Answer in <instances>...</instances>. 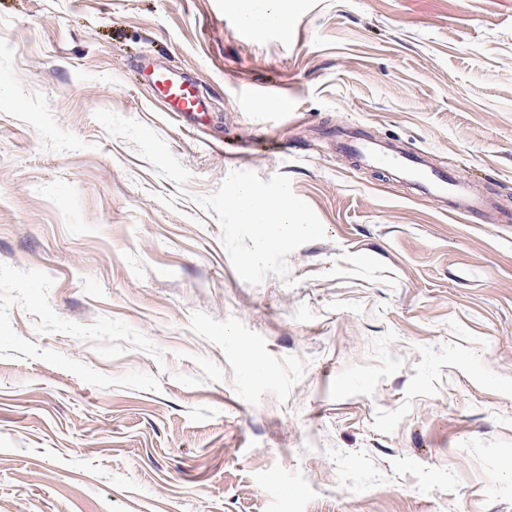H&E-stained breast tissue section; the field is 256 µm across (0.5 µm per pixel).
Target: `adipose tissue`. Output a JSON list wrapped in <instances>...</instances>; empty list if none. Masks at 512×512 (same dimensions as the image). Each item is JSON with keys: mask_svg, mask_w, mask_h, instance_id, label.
I'll use <instances>...</instances> for the list:
<instances>
[{"mask_svg": "<svg viewBox=\"0 0 512 512\" xmlns=\"http://www.w3.org/2000/svg\"><path fill=\"white\" fill-rule=\"evenodd\" d=\"M226 183L228 207L238 223L253 226L259 247L274 245L287 237L292 224L298 223V209L288 198H265L233 174L227 176Z\"/></svg>", "mask_w": 512, "mask_h": 512, "instance_id": "1", "label": "adipose tissue"}]
</instances>
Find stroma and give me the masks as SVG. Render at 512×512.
<instances>
[{
    "mask_svg": "<svg viewBox=\"0 0 512 512\" xmlns=\"http://www.w3.org/2000/svg\"><path fill=\"white\" fill-rule=\"evenodd\" d=\"M284 5L0 0V512H512V0ZM235 1V9L239 14L240 23L243 31L256 35L262 33L267 27L274 25H283L287 20L286 13L281 4L283 0H268L267 6L254 11L246 6V0ZM150 76L164 97L162 103L167 112H176L183 117H196L204 112V100L194 84L181 73L171 68H153ZM342 144L361 161L390 167L402 182L411 185L413 189L448 202L452 212L476 219L493 207L488 196L469 182L435 169L422 153L392 150L362 137L355 131L350 132ZM226 183V204L238 223L253 226L260 248L274 245L288 236L291 224H299L298 209L287 196L267 199L234 174L227 176Z\"/></svg>",
    "mask_w": 512,
    "mask_h": 512,
    "instance_id": "obj_1",
    "label": "stroma"
}]
</instances>
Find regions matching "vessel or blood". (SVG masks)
<instances>
[{"mask_svg":"<svg viewBox=\"0 0 512 512\" xmlns=\"http://www.w3.org/2000/svg\"><path fill=\"white\" fill-rule=\"evenodd\" d=\"M150 76L163 95V105L167 111L184 117L204 111V100L194 84L181 73L171 68H155ZM343 146L363 162L390 167L402 182L413 189L448 202L451 211L475 219L485 215L493 206L492 200L469 182L432 167L424 154L394 150L355 131L348 134Z\"/></svg>","mask_w":512,"mask_h":512,"instance_id":"b4317fda","label":"vessel or blood"}]
</instances>
